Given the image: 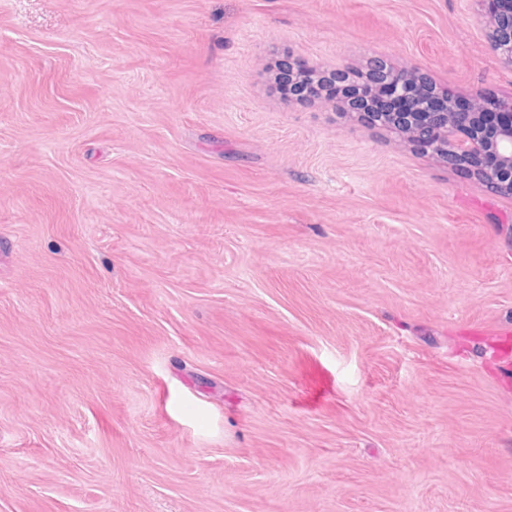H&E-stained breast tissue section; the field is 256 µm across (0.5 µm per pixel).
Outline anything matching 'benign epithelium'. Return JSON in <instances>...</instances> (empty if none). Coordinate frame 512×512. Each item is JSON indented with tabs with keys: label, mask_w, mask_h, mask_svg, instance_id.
I'll list each match as a JSON object with an SVG mask.
<instances>
[{
	"label": "benign epithelium",
	"mask_w": 512,
	"mask_h": 512,
	"mask_svg": "<svg viewBox=\"0 0 512 512\" xmlns=\"http://www.w3.org/2000/svg\"><path fill=\"white\" fill-rule=\"evenodd\" d=\"M499 9L487 17L486 36L492 53L512 70V0H496ZM368 89L347 100L349 107L367 120L391 126L417 146L440 157L450 167L466 170L478 182L512 194V96L497 99L446 100L428 104L417 98L421 85L413 70L391 67L379 57L368 62ZM388 93L402 102L386 115L366 111L372 92ZM491 118L494 135L480 132L482 121Z\"/></svg>",
	"instance_id": "benign-epithelium-1"
}]
</instances>
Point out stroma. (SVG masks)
Listing matches in <instances>:
<instances>
[{
    "label": "stroma",
    "instance_id": "stroma-1",
    "mask_svg": "<svg viewBox=\"0 0 512 512\" xmlns=\"http://www.w3.org/2000/svg\"><path fill=\"white\" fill-rule=\"evenodd\" d=\"M476 0H0V512H512V196L272 58L512 94ZM304 74V69L299 67L297 69V75L293 77L295 81L301 79L302 81L300 83L303 84H298L297 82L291 84V86H293L292 98L295 100L309 103L307 100L309 94L310 101L313 100L315 103L316 100L334 99L338 97L340 93L345 95V92L341 91L339 87L336 86L335 88V80L332 75H330V77L322 76L310 80L302 78ZM304 87L307 88V90Z\"/></svg>",
    "mask_w": 512,
    "mask_h": 512
}]
</instances>
